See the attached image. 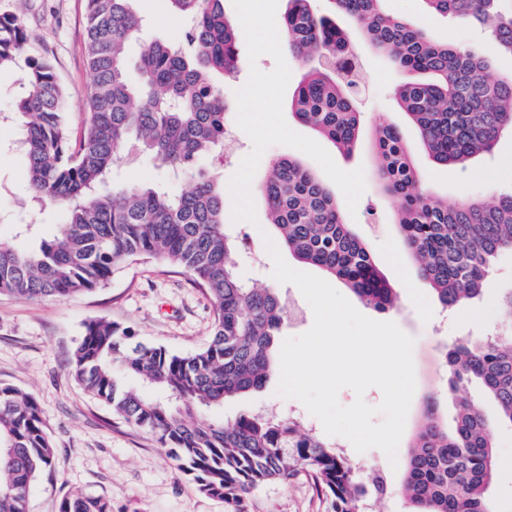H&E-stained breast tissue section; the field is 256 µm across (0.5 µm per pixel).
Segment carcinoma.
<instances>
[{
  "mask_svg": "<svg viewBox=\"0 0 512 512\" xmlns=\"http://www.w3.org/2000/svg\"><path fill=\"white\" fill-rule=\"evenodd\" d=\"M133 2L87 0L93 84L79 143L70 140L65 92L52 63L27 59L13 113L28 158L27 189L39 205L62 206L65 223L59 237L33 250L0 240V294L37 300L92 292L140 258L182 269L213 305L208 343L177 354L133 341L116 323L92 320L72 353L76 380L118 419L152 432L177 469L223 499L227 512H248L254 491L301 471L315 480L329 512H370L367 486L346 451L298 421L263 413L197 417L266 385L287 308L277 289L248 287L238 276L239 243L226 228L224 184L199 167L224 149V97L207 72L237 69L238 24L226 17L223 0H168L189 21L184 40L145 44L140 81L133 84L125 45L142 25ZM331 2L394 69L426 75L396 85L395 95L434 162L463 167L512 129V77L488 78L484 51L432 41L420 26L386 13L384 0ZM423 2L433 13L487 29L494 47L512 55V6L504 7L505 0ZM284 25L288 50L304 68L292 111L352 154L362 124L349 77L352 63H360L357 51L336 14L317 13L311 0H287ZM26 43L20 17L0 18V70L14 65ZM129 148L155 161L158 179L112 182V168ZM373 148L376 180L399 199L395 224L420 279L446 309L481 299L497 260L512 250V189L490 201L450 203L421 188L395 127H379ZM190 172L189 189H169ZM260 192L278 242L300 263L343 282L368 307L393 308L396 289L316 175L295 159L279 158ZM444 366L448 391L478 384L498 408L497 423L512 427L511 335L461 336L445 348ZM424 416L404 464L402 493L411 512H493V424L480 405L457 403L449 423L431 396ZM55 465L36 399L0 383V512H27L32 480ZM59 512H112V506L76 493L62 499Z\"/></svg>",
  "mask_w": 512,
  "mask_h": 512,
  "instance_id": "cac0c4a2",
  "label": "carcinoma"
}]
</instances>
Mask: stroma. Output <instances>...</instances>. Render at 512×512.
Wrapping results in <instances>:
<instances>
[{"instance_id": "35a3bbf8", "label": "stroma", "mask_w": 512, "mask_h": 512, "mask_svg": "<svg viewBox=\"0 0 512 512\" xmlns=\"http://www.w3.org/2000/svg\"><path fill=\"white\" fill-rule=\"evenodd\" d=\"M286 0H224L232 20L254 14V32L242 36L239 63L229 76H215L231 118L228 131L233 149L207 160V169L233 195L241 181L252 192L246 207L227 206L230 233L244 244L238 274L248 284L278 289L299 318L285 321L281 338L296 337L313 325L312 309L291 283L277 282L263 236L271 232L265 202L258 191L275 159H299L342 203L345 217L365 241L374 260L399 293L397 306L378 312L360 306L361 314L396 323L414 339L412 357L416 389L407 413L396 461L377 448L357 452L339 435L330 443L344 448L363 481L384 474L387 491L378 512H410L403 497L402 463L412 437L422 422L428 396L441 398V411L452 415L446 402L443 351L466 334L505 335L512 324L497 309V296L512 287V255L502 257L484 297L453 310H442L427 285L421 282L406 255L393 215L396 200L384 196L374 176L372 137L381 125L397 127L420 170L422 185L431 193L456 202L488 200L512 188V132L504 131L493 156L472 159L466 167L437 166L425 153L419 133L401 110L395 96L398 74L386 58L371 51L360 33L352 39L361 55L366 78L357 89L363 114L362 134L351 156L301 124L289 100L302 74L282 41L274 39L270 23L282 20ZM388 10L422 25L438 42L461 49L483 44L480 31L469 23L429 16L422 0H387ZM135 9L145 27L129 42L127 73L137 80L143 44L152 40L179 42L183 19L172 15L167 0H136ZM20 15L27 37V52L50 59L66 90V118L72 140H79L87 117L92 76L85 59L86 0H0V18ZM24 62L0 71V238L28 246L16 237L30 201L25 188L26 156L20 147L21 128L10 113L23 92ZM104 318L130 328L137 340L186 354L203 347L211 333L214 308L209 298L180 269L151 259L133 261L115 272L108 284L70 298L22 300L0 295V383L33 394L48 426L57 468L39 473L30 487L28 512H58L63 497L82 492L107 499L112 512H225L223 500L201 492L182 475L174 461L144 429L115 422L111 410L87 393L74 378L69 358L85 323ZM279 371H272L266 386L239 396L224 407L225 417L269 410L293 416L322 432L321 422L298 400L278 395ZM497 478L490 489L493 512H512V428L493 430ZM327 505L312 479L297 474L287 484H270L252 495L249 512H326Z\"/></svg>"}]
</instances>
